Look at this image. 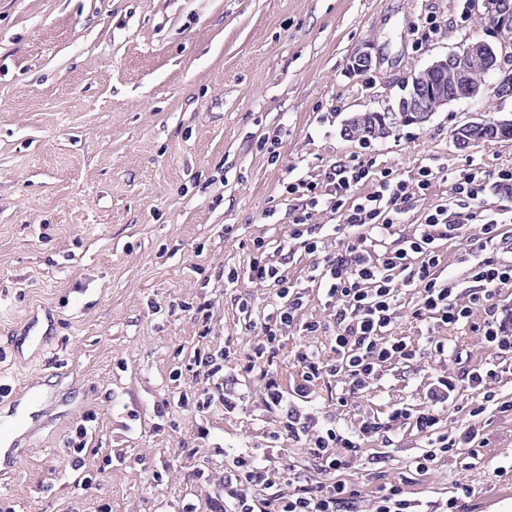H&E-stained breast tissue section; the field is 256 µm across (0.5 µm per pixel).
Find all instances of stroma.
<instances>
[{
  "label": "stroma",
  "mask_w": 512,
  "mask_h": 512,
  "mask_svg": "<svg viewBox=\"0 0 512 512\" xmlns=\"http://www.w3.org/2000/svg\"><path fill=\"white\" fill-rule=\"evenodd\" d=\"M493 34L474 0H0V374L46 395L16 462L0 461V512H210L208 478L225 456L264 447L274 423L255 397L234 416L213 409L202 439L181 399L203 388L194 351L236 331L225 266L288 234L297 199L284 183L354 159L406 177L431 168L429 195L405 204L397 231L448 205L461 235L440 245V269L464 282L469 239L512 211L496 181L512 139L460 150L453 132L512 117V97L456 101L365 143L341 129L396 111L414 72ZM362 49L372 66L351 73ZM473 168L487 174L480 203L451 205ZM206 301L208 335L195 315ZM33 324L43 347L24 342ZM429 374L423 362L386 371L336 417L419 404ZM480 422L479 457L463 449L415 477V497L463 483L475 491L463 512L512 505V471L494 472L512 456V414ZM423 444L406 429L370 442L341 476L371 496Z\"/></svg>",
  "instance_id": "stroma-1"
}]
</instances>
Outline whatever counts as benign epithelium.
Masks as SVG:
<instances>
[{"instance_id":"obj_1","label":"benign epithelium","mask_w":512,"mask_h":512,"mask_svg":"<svg viewBox=\"0 0 512 512\" xmlns=\"http://www.w3.org/2000/svg\"><path fill=\"white\" fill-rule=\"evenodd\" d=\"M478 6L489 19L493 29L512 27V0H479ZM512 52L505 45L477 40L469 42L442 57L433 60L424 69L413 75L411 91L400 107V111L414 114L419 123L425 122L433 112L460 98H475L492 91L500 98L512 96V73L504 74L496 85L486 82L473 83L468 79L465 63L470 60L485 61L487 70L499 66V59ZM453 70L459 85L455 93H448V71Z\"/></svg>"}]
</instances>
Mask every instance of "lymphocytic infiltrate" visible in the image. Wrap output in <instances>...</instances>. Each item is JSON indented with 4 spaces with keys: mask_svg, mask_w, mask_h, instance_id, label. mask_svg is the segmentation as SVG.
<instances>
[{
    "mask_svg": "<svg viewBox=\"0 0 512 512\" xmlns=\"http://www.w3.org/2000/svg\"><path fill=\"white\" fill-rule=\"evenodd\" d=\"M368 180L374 181V191L356 195L357 186ZM433 180L426 167L405 177L359 162L332 166L320 184L286 183L285 192L299 202L288 237L276 247L279 260L271 259L268 243L259 239L245 263L225 267V287L246 279L273 288L277 300L258 315L252 296L235 295L240 332L253 342L242 362L235 359L237 343L231 336L215 352L194 353L193 364L204 379L196 407L203 413L217 405L228 416L243 410L247 394L238 382L245 373L256 381L264 411L276 428L268 445L225 464L224 476L214 487L216 512H461V501L472 496V488L460 484L453 496L426 505L408 491L407 479L400 478L380 485L366 500L357 487L339 477L370 439L406 427L426 441L408 464L409 472L424 475L461 449L478 455L484 445L478 420L488 406L512 414V401H499L493 389L512 366V310L500 309L496 302L499 287L512 283V261L501 259L494 250L499 221L490 218L481 224L466 249L462 261L469 285L463 289L437 272L439 242L456 238L458 232L446 205L429 209L412 233L399 236L396 246L382 245L396 234L402 204L412 196L428 195ZM327 210L340 214L341 223H315V216ZM338 236L343 239L341 250L324 254L326 240ZM372 244L382 245V252L371 255ZM297 248L324 255L303 282L289 279L284 263ZM312 285L322 298L325 318L304 314ZM405 287L415 291L411 317L419 334L414 338L393 330ZM461 327L470 328L493 350L495 361L459 374L441 369V362L455 349L440 331ZM291 333L302 343L293 354L297 373L286 384L275 357L282 338ZM312 336L326 337L329 353L307 346L305 340ZM424 358L439 367L432 371L419 405L392 406L382 419L363 416L348 425L337 422L336 410L348 407L351 397L363 393L388 367L409 366ZM327 379L340 385L331 413L322 410L316 391L317 384ZM464 386L482 400L467 410L460 426L447 427L442 417L456 410ZM284 442L306 448L310 470L277 465L278 448Z\"/></svg>",
    "mask_w": 512,
    "mask_h": 512,
    "instance_id": "1",
    "label": "lymphocytic infiltrate"
}]
</instances>
